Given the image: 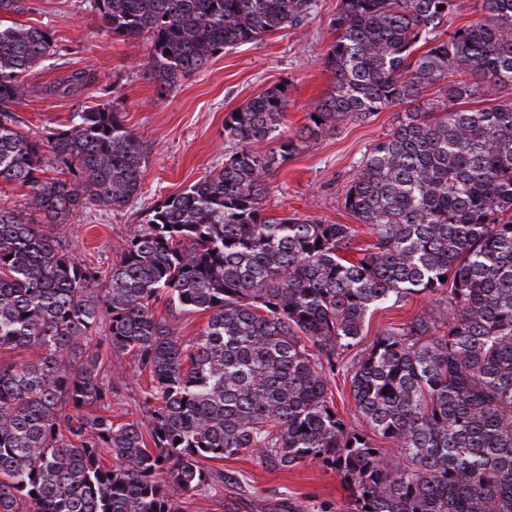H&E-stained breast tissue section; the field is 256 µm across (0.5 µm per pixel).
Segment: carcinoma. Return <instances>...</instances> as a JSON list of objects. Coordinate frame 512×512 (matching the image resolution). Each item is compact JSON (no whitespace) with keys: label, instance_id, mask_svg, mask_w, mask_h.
Listing matches in <instances>:
<instances>
[{"label":"carcinoma","instance_id":"1","mask_svg":"<svg viewBox=\"0 0 512 512\" xmlns=\"http://www.w3.org/2000/svg\"><path fill=\"white\" fill-rule=\"evenodd\" d=\"M318 0H90L114 36L146 34V62L171 87L226 48L305 26ZM0 0V184L30 189L34 224L0 204V512H180L222 477L206 462L259 457L337 473L350 512H512V101L459 105L512 85V0L439 29L459 0H339L325 55L333 84L294 135L288 85L224 117V167L151 208L107 272L77 260L65 221L141 191L142 137L104 104L43 139L22 130L25 77L55 54L52 30ZM75 69L53 86L94 82ZM441 100L377 141L344 186L371 241L346 259L351 224L276 218L267 179L350 119ZM280 135L279 148L258 145ZM59 168L47 177V162ZM446 305L393 326L347 362L367 317L409 296ZM206 312L186 342L153 311ZM114 353L151 379L145 420L101 411ZM350 376L372 430L348 425L330 386Z\"/></svg>","mask_w":512,"mask_h":512}]
</instances>
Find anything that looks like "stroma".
Here are the masks:
<instances>
[{
    "instance_id": "1",
    "label": "stroma",
    "mask_w": 512,
    "mask_h": 512,
    "mask_svg": "<svg viewBox=\"0 0 512 512\" xmlns=\"http://www.w3.org/2000/svg\"><path fill=\"white\" fill-rule=\"evenodd\" d=\"M335 12L336 0H319L304 27L286 28L215 55L201 70L164 91L146 70L148 37L112 36L87 0H25L15 22L49 28L57 39L55 57L27 77L28 91L18 111L28 132L47 136L71 112L107 104L142 135L147 154L141 192L130 205L113 211L91 204L69 216L66 246L72 255L100 270L110 268L120 257L118 245L145 223L154 204L223 166L225 114L262 89L288 84L284 130L293 134L301 129L310 106L331 89L332 74L323 57L334 39L330 20ZM77 68L94 70L96 81L68 98L50 92V85ZM435 97L430 88L411 104L345 122L303 141L270 178L265 202L269 213L352 223L342 194L361 159L406 112L425 109ZM433 304V299L415 295L380 306L368 317L365 340L410 321ZM111 369L121 375L112 389L113 419L142 418L149 378L124 354L112 356ZM211 467L223 472V480L182 496L181 512H349V495L340 477L315 463L284 471L245 455L212 462Z\"/></svg>"
}]
</instances>
